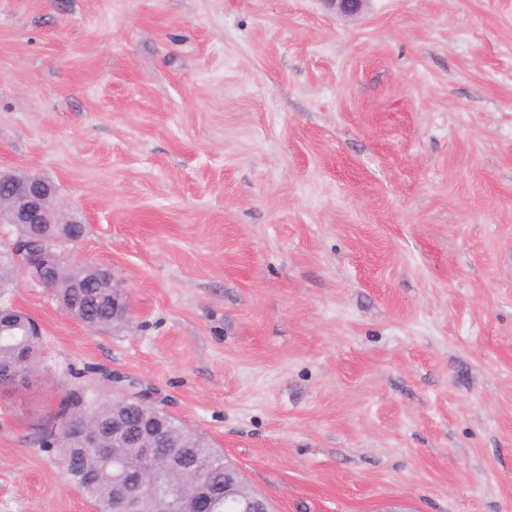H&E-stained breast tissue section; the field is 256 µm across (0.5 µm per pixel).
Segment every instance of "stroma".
<instances>
[{"label":"stroma","mask_w":512,"mask_h":512,"mask_svg":"<svg viewBox=\"0 0 512 512\" xmlns=\"http://www.w3.org/2000/svg\"><path fill=\"white\" fill-rule=\"evenodd\" d=\"M0 170L132 315L0 392V512H95L38 425L130 376L274 512H512V0H0Z\"/></svg>","instance_id":"stroma-1"}]
</instances>
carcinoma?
Returning <instances> with one entry per match:
<instances>
[{
	"instance_id": "carcinoma-1",
	"label": "carcinoma",
	"mask_w": 512,
	"mask_h": 512,
	"mask_svg": "<svg viewBox=\"0 0 512 512\" xmlns=\"http://www.w3.org/2000/svg\"><path fill=\"white\" fill-rule=\"evenodd\" d=\"M19 271L9 254L0 250V304L10 300V293ZM51 291L61 305L76 309L84 324L110 330L126 324L122 315H112V289L100 287L97 274L89 268L64 265L51 285ZM43 343L22 325L10 323L0 328V367H16L29 383L40 367ZM81 407V413L70 426L54 434L43 432L39 445L57 452L66 463L65 474L71 485L92 502L97 512H121L117 485L124 481L127 466L143 469V484L130 489L137 512H191L194 489L177 471L165 469L159 462L137 459L120 435L112 434V421L124 413L128 402L124 396H110L98 388H78L69 392L58 404L63 410L70 404ZM97 424L105 430V445L114 449L113 455L99 458L93 449L84 446L80 429ZM163 442L172 451L190 448L202 467L203 481L216 487L218 494L211 512H242L240 498L248 493L240 485L233 496H224V457L199 437L186 429L177 419L166 421ZM97 468L100 479L86 477L88 466Z\"/></svg>"
}]
</instances>
